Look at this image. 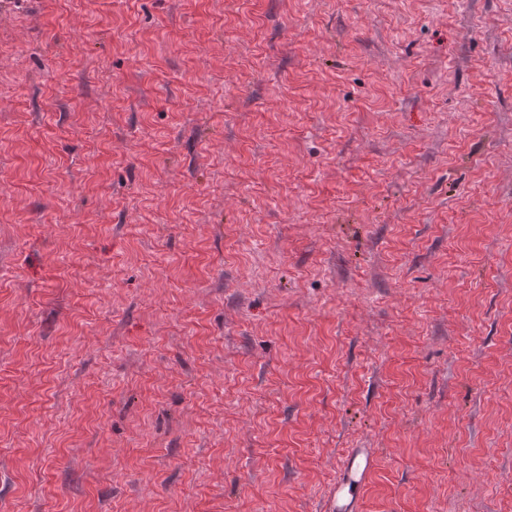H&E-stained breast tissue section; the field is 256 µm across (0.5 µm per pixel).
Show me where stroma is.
Listing matches in <instances>:
<instances>
[{
    "instance_id": "stroma-1",
    "label": "stroma",
    "mask_w": 512,
    "mask_h": 512,
    "mask_svg": "<svg viewBox=\"0 0 512 512\" xmlns=\"http://www.w3.org/2000/svg\"><path fill=\"white\" fill-rule=\"evenodd\" d=\"M512 512V0H0V512ZM370 456L360 451L353 452L349 457L350 468L336 488V498L333 500V512H357V496L352 492L351 486L359 483L362 474L370 468Z\"/></svg>"
}]
</instances>
